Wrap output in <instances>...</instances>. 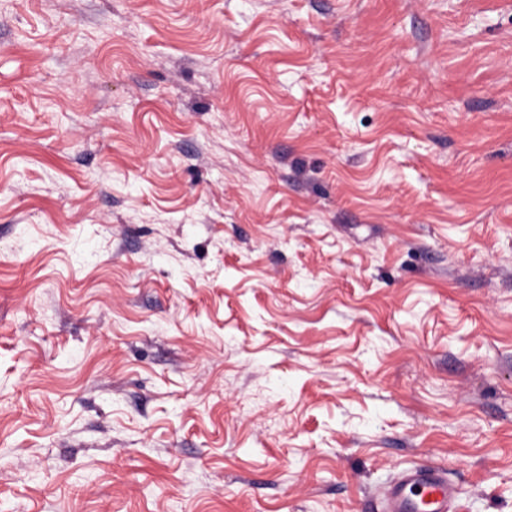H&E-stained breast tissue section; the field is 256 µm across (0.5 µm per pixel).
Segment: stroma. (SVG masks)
I'll list each match as a JSON object with an SVG mask.
<instances>
[{"mask_svg":"<svg viewBox=\"0 0 512 512\" xmlns=\"http://www.w3.org/2000/svg\"><path fill=\"white\" fill-rule=\"evenodd\" d=\"M512 512V0H0V512ZM384 512H457L458 493L439 467L404 470L384 491Z\"/></svg>","mask_w":512,"mask_h":512,"instance_id":"1","label":"stroma"}]
</instances>
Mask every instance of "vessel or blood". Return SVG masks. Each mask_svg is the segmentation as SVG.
<instances>
[{
    "instance_id": "obj_1",
    "label": "vessel or blood",
    "mask_w": 512,
    "mask_h": 512,
    "mask_svg": "<svg viewBox=\"0 0 512 512\" xmlns=\"http://www.w3.org/2000/svg\"><path fill=\"white\" fill-rule=\"evenodd\" d=\"M384 512H458V493L443 470H404L384 491Z\"/></svg>"
}]
</instances>
